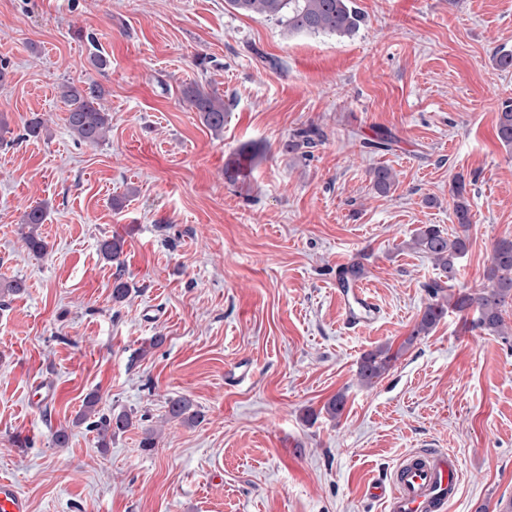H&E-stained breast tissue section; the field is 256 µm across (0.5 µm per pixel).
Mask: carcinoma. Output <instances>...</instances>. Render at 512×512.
Wrapping results in <instances>:
<instances>
[{
	"label": "carcinoma",
	"instance_id": "carcinoma-1",
	"mask_svg": "<svg viewBox=\"0 0 512 512\" xmlns=\"http://www.w3.org/2000/svg\"><path fill=\"white\" fill-rule=\"evenodd\" d=\"M235 11L255 19L275 20L284 26L288 34L331 33L350 35L356 32L363 16L355 7L354 0H228ZM102 87L95 81L78 87L70 82L60 86V98L68 106L66 122L71 133L81 142L97 144L105 140L111 129L112 116L102 110L100 100ZM184 98L201 114L203 122L214 131L224 129V99L206 92L198 86L183 90ZM497 137L501 143L512 145V104L503 107L498 114L496 125ZM321 137L318 128L310 126L298 130L287 148L298 151L309 148ZM250 150H241L240 159L227 164L224 177L230 182L243 180L248 175ZM394 184L391 169L379 166L373 170V188L379 193L388 192ZM46 211L33 208L24 213L22 224L29 228L25 233L28 250L36 255L47 251V243L35 233L37 226L44 222ZM452 215L460 228L471 224L469 204L464 196L462 186H457L452 194ZM411 245L428 254L436 266L444 273L448 281L457 275V265L468 250V236L444 232L436 224L427 225L418 230L411 239ZM124 242L120 238L103 241L100 251L103 257L116 263V274L112 299L121 302L129 294L128 282L124 281L125 271L120 261ZM368 270L360 261H354L342 267L338 280L342 287L352 282L367 278ZM487 284L473 291L467 288L445 289L439 282L428 285L431 301L426 305L419 320L404 344L412 345L414 341L429 335L430 331L442 318L453 311L467 313L471 310L477 314L475 323L492 336H511L512 325L506 323L504 313L512 307V238L498 240L493 248L491 262L486 270ZM396 355L390 349L379 347L367 352L360 362L358 379L365 386L374 385L391 367ZM99 396L88 394L83 409L77 415L75 423H87L88 430L96 434L98 447L107 448L112 437L127 430L132 425L130 413L104 414L97 410ZM167 414L170 418L185 424H195L200 414L194 410L191 399L181 396L168 401Z\"/></svg>",
	"mask_w": 512,
	"mask_h": 512
}]
</instances>
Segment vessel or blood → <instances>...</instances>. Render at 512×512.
<instances>
[{"mask_svg":"<svg viewBox=\"0 0 512 512\" xmlns=\"http://www.w3.org/2000/svg\"><path fill=\"white\" fill-rule=\"evenodd\" d=\"M347 320L361 325L369 322L374 305L362 284L340 289ZM461 468L458 458L442 452L422 451L404 458L392 480L374 485L371 494L381 500L386 512H446L459 494ZM0 512H30L29 501L19 487L0 479Z\"/></svg>","mask_w":512,"mask_h":512,"instance_id":"obj_1","label":"vessel or blood"}]
</instances>
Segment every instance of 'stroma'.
<instances>
[{
	"label": "stroma",
	"instance_id": "1",
	"mask_svg": "<svg viewBox=\"0 0 512 512\" xmlns=\"http://www.w3.org/2000/svg\"><path fill=\"white\" fill-rule=\"evenodd\" d=\"M355 4L365 21L340 37L290 35L227 0H0V478L31 512H384L371 483L423 449L460 461L450 512L512 500V337L451 313L403 345L443 278L407 244L428 224L458 232L455 177L472 215L455 287L481 288L512 238V146L496 135L512 70L492 62L512 50V0ZM92 80L112 129L89 146L59 87ZM194 84L223 98L221 132L184 99ZM35 116L46 136H26ZM310 125L323 140L288 152ZM381 132L391 149L366 152ZM245 144L252 173L229 182ZM381 165L396 174L385 195ZM38 205L42 256L21 231ZM112 237L121 303L98 251ZM356 260L378 307L361 329L336 299ZM15 278L25 292L2 293ZM382 345L402 354L363 386L359 362ZM94 391L100 412L133 417L104 450L75 422ZM182 395L194 426L166 418ZM124 242L120 238H112L104 240L100 245L101 254L105 259L111 262H116V274L114 287L112 290V299L121 302L129 294L130 288L127 281H124L125 271L120 261V256L123 253Z\"/></svg>",
	"mask_w": 512,
	"mask_h": 512
}]
</instances>
